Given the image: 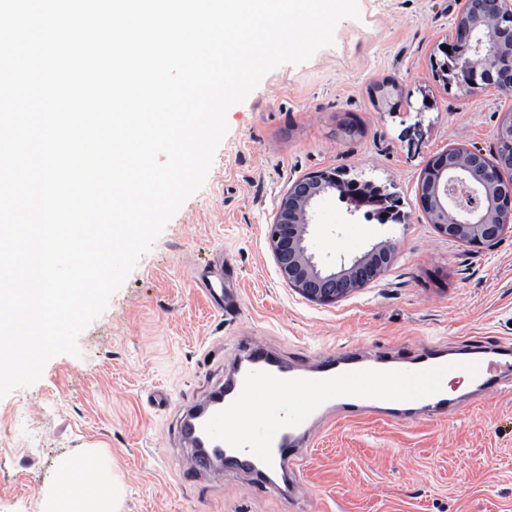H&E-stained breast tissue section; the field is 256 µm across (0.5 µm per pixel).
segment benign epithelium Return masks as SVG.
I'll return each instance as SVG.
<instances>
[{"mask_svg": "<svg viewBox=\"0 0 512 512\" xmlns=\"http://www.w3.org/2000/svg\"><path fill=\"white\" fill-rule=\"evenodd\" d=\"M455 77L469 88L512 85V0H464L454 29ZM497 151L453 148L430 160L419 187L422 210L439 233L474 247L497 243L512 228V115L496 130ZM343 172L320 171L288 187L269 241L280 278L305 299L334 304L374 282L395 246L381 242L336 267L319 262L308 244L315 204L344 184Z\"/></svg>", "mask_w": 512, "mask_h": 512, "instance_id": "obj_1", "label": "benign epithelium"}]
</instances>
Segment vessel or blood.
<instances>
[{
  "label": "vessel or blood",
  "instance_id": "vessel-or-blood-1",
  "mask_svg": "<svg viewBox=\"0 0 512 512\" xmlns=\"http://www.w3.org/2000/svg\"><path fill=\"white\" fill-rule=\"evenodd\" d=\"M243 363L224 383V403L186 431L206 437L224 453L226 464L257 475L269 488L291 473L295 496L306 494L293 476L303 457L300 441L329 413L343 420L372 414L395 416L400 407L430 408L452 415L450 379L469 378L477 390L495 396L512 384V347L491 356H460L433 345L408 361L366 357L350 349L315 359L307 368L285 365L276 353L243 342Z\"/></svg>",
  "mask_w": 512,
  "mask_h": 512
}]
</instances>
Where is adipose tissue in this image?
Masks as SVG:
<instances>
[{"label":"adipose tissue","instance_id":"obj_1","mask_svg":"<svg viewBox=\"0 0 512 512\" xmlns=\"http://www.w3.org/2000/svg\"><path fill=\"white\" fill-rule=\"evenodd\" d=\"M58 468L60 479L45 500L42 512H115L120 485L111 459L93 450L83 468L72 469L64 460Z\"/></svg>","mask_w":512,"mask_h":512}]
</instances>
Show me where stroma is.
Returning <instances> with one entry per match:
<instances>
[{
  "label": "stroma",
  "mask_w": 512,
  "mask_h": 512,
  "mask_svg": "<svg viewBox=\"0 0 512 512\" xmlns=\"http://www.w3.org/2000/svg\"><path fill=\"white\" fill-rule=\"evenodd\" d=\"M333 46L267 73L226 114L202 188L141 256L107 308L41 378L0 399V512H40L64 458L96 448L123 484L119 512H512V391L467 397L453 417L321 422L304 447L302 498L226 469L188 479L181 420L224 383L248 338L295 367L350 348L414 356L440 343L512 345V233L474 248L419 204L428 162L464 146L494 154L512 93L447 82L463 0H357ZM398 86L393 107L370 95ZM330 169L396 194L404 224L369 221L330 191L312 246L323 259L393 242L377 280L331 305L281 280L268 233L296 180ZM224 281L231 306L204 286ZM168 393L164 408L150 394ZM22 419H14L17 407Z\"/></svg>",
  "instance_id": "1"
}]
</instances>
